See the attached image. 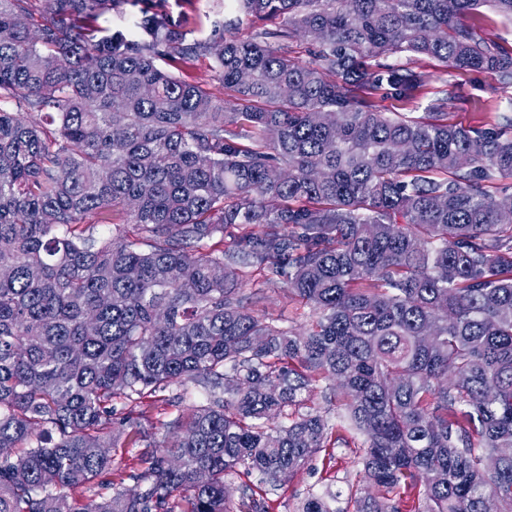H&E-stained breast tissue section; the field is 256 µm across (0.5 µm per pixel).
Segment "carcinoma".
Instances as JSON below:
<instances>
[{"mask_svg": "<svg viewBox=\"0 0 512 512\" xmlns=\"http://www.w3.org/2000/svg\"><path fill=\"white\" fill-rule=\"evenodd\" d=\"M120 0H0V512H268L335 446L313 382L363 438L354 512H512V136L380 111L430 75L400 53L512 85V49L462 17L512 0H229L284 24L187 44L80 18ZM315 46L301 63L278 43ZM213 59L229 106L156 64ZM120 207L137 238L77 230ZM237 231L229 250L211 244ZM312 311L296 335L244 305L240 273ZM200 386L132 478L112 481V401ZM23 448L21 454L13 449ZM207 480L198 481L199 471ZM242 479L239 500L226 477ZM111 490L75 508L64 489ZM331 491L297 512H333Z\"/></svg>", "mask_w": 512, "mask_h": 512, "instance_id": "1", "label": "carcinoma"}]
</instances>
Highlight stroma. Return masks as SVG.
<instances>
[{
  "label": "stroma",
  "instance_id": "obj_1",
  "mask_svg": "<svg viewBox=\"0 0 512 512\" xmlns=\"http://www.w3.org/2000/svg\"><path fill=\"white\" fill-rule=\"evenodd\" d=\"M228 0H123L118 9L99 16L94 27L97 36L109 35L112 31L123 30L130 39H137L139 32L135 26L142 13L163 14L183 34L186 42L222 41L224 32V9ZM398 62H406V55H398ZM414 65L422 67L431 76L427 89L413 99H397L385 90H365L378 109L385 112H399L410 117L424 116L428 104L437 98H447L449 122L465 127L491 128L501 123L503 116L512 115V87L500 84L498 76L490 70L458 72L446 68L440 61L430 57L411 59ZM158 64L170 68L181 78L203 85L214 97L233 102L234 94L226 89L211 58L196 59L193 64L182 67L170 64L167 57H160ZM261 293L263 300L260 311L267 317L293 332H303L311 323L308 307L292 298L285 282L270 285L266 282L265 270L258 267L248 268L240 285L242 297L252 293ZM182 395L180 406L169 403L170 398ZM206 394L202 388L190 386L179 389L173 386L166 391L129 402H116L118 414H130L131 420L117 433L112 450V471L115 478L121 479L124 488L141 491L142 486L134 480L137 457L140 449L135 444L139 428V418H147L153 426L155 440H162L168 431L171 420L176 416L189 413L193 406L205 403ZM327 415L333 432L342 439L341 444L333 448L332 466H324L321 459H314L309 467L301 469L290 481L274 494L268 495L269 512H294L298 502L308 493H323L326 490L338 492L334 502L335 512H353V506L342 492L348 483L360 480L362 466L353 446L356 433L350 429L344 419L343 407L327 404Z\"/></svg>",
  "mask_w": 512,
  "mask_h": 512
}]
</instances>
